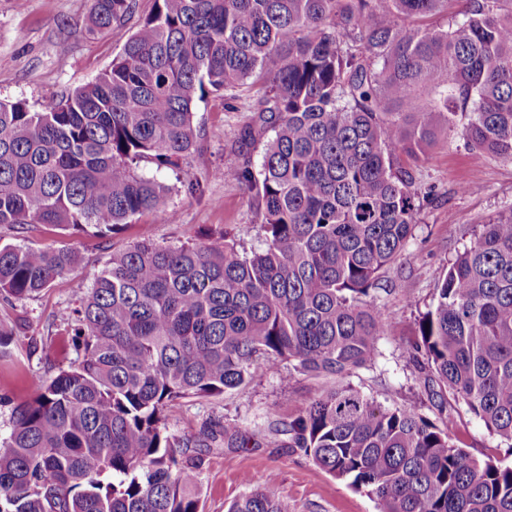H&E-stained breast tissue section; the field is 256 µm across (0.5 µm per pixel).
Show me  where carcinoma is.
<instances>
[{
  "label": "carcinoma",
  "instance_id": "obj_1",
  "mask_svg": "<svg viewBox=\"0 0 512 512\" xmlns=\"http://www.w3.org/2000/svg\"><path fill=\"white\" fill-rule=\"evenodd\" d=\"M154 0L111 66L33 110L0 100V225L109 239L139 215H172L178 170L202 148L196 100L227 108L266 80L208 177L248 194L264 232L242 252L199 243L113 252L63 318L75 363L11 405L0 434V512H200L204 454L165 412L239 389L279 362L314 377L375 362L389 323L383 274L405 255L417 166L445 129L512 161V0ZM138 0H91L88 31ZM445 14L447 21L426 20ZM63 245H0V298L29 299L72 271ZM406 357L426 359L441 416L461 402L512 451V207L440 271ZM274 439L374 501L378 512H512V465L480 460L419 408L346 385L249 435L205 430L198 447ZM227 512H288L254 482Z\"/></svg>",
  "mask_w": 512,
  "mask_h": 512
}]
</instances>
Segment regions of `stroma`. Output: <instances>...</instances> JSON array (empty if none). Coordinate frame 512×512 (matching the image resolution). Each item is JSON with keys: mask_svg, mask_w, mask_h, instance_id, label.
<instances>
[{"mask_svg": "<svg viewBox=\"0 0 512 512\" xmlns=\"http://www.w3.org/2000/svg\"><path fill=\"white\" fill-rule=\"evenodd\" d=\"M153 0H138L136 18L112 31L92 37L83 32L90 0H0V99L25 102L38 109L92 82L122 50L147 15ZM264 90L256 81L249 96L234 109L219 96L197 101L193 123L203 135V150L191 156L177 172L162 173L174 185L167 208L174 220L142 216L107 240L81 234L64 236L49 225L19 233L0 226V244L57 247L69 245L82 257L71 272L58 278L38 296L20 302L0 300V320L16 324L17 336L7 359H0V395L12 402L31 398L38 383L57 368L74 362L68 333L57 319L62 310L79 306L82 289L90 287L113 250L141 241L178 246L198 241L212 231L230 230L244 249L260 247L263 231L240 186L209 179V171L230 158L229 147L238 126L249 113L253 97ZM205 181L203 196L177 188V181ZM423 190L432 192L410 239L408 258L384 275L380 304L390 328L380 354L369 366L344 376L367 397L381 402L433 408L424 388V376L410 364L404 351L417 329L418 310L433 299L434 283L443 266L469 246L482 224L512 207V161L473 149L457 137L430 148L419 166ZM327 377H312L283 362L259 374L246 388L209 398H188L168 411V429L177 438L191 439L207 427L236 423L262 429L287 417L290 405H307ZM449 430L472 456L512 462V452L500 446L484 423L457 404ZM276 485L288 512H376L374 502L345 482L318 468L303 454L270 444L259 449H212L205 456L197 493L201 512H226L246 489V476Z\"/></svg>", "mask_w": 512, "mask_h": 512, "instance_id": "1", "label": "stroma"}]
</instances>
